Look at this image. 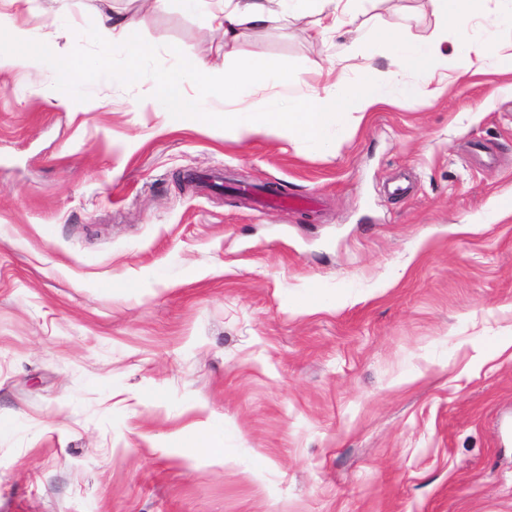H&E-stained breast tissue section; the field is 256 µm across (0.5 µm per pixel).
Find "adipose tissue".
<instances>
[{"mask_svg":"<svg viewBox=\"0 0 512 512\" xmlns=\"http://www.w3.org/2000/svg\"><path fill=\"white\" fill-rule=\"evenodd\" d=\"M362 0H222L210 20L224 32L225 43H233L244 29L274 19L314 13L317 33L337 32L353 24L361 12ZM436 26L428 38L411 41L399 30L387 32L383 38L387 53L386 68L370 64L373 43L369 33H361L343 54L332 60L323 86L304 88L300 74L287 72L279 59L254 60L239 58L233 69L224 64L192 59L183 63L174 75L155 78L152 107L166 117H184L205 112V100L216 99L221 110L209 113L211 119L240 139L265 132L314 145L322 150L336 146L330 136L336 116H344L360 125L379 106L395 102L427 104L439 98L448 82L466 75L475 64L512 71V56L498 54L493 39L476 44L470 29L477 12L475 0H428ZM113 27L124 37V66L115 75L122 84L141 80L140 62L146 48L138 38V22L134 16L113 18ZM0 28L10 31L13 50H0V69L23 67L40 71L51 66L59 82H71L74 65L65 59H49L37 51L35 35L27 29L10 27L8 18L0 15ZM456 35L458 47L453 53L441 46L449 35ZM410 70L412 81H399L403 70ZM195 80L201 95H186L184 84ZM249 85L258 90H273L274 95L262 106L241 99L239 90Z\"/></svg>","mask_w":512,"mask_h":512,"instance_id":"ef3b65f1","label":"adipose tissue"}]
</instances>
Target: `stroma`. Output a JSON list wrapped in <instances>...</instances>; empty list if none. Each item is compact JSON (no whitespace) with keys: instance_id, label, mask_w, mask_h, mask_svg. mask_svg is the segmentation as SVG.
I'll return each mask as SVG.
<instances>
[{"instance_id":"1","label":"stroma","mask_w":512,"mask_h":512,"mask_svg":"<svg viewBox=\"0 0 512 512\" xmlns=\"http://www.w3.org/2000/svg\"><path fill=\"white\" fill-rule=\"evenodd\" d=\"M0 0L82 61L132 14L142 82L0 71V512H512V74L370 113L324 152L143 107L223 59L181 0ZM431 34L427 0H369ZM310 18L244 31L310 86ZM403 179L407 193L388 184ZM303 208L261 207L268 185ZM224 427V452H206Z\"/></svg>"}]
</instances>
